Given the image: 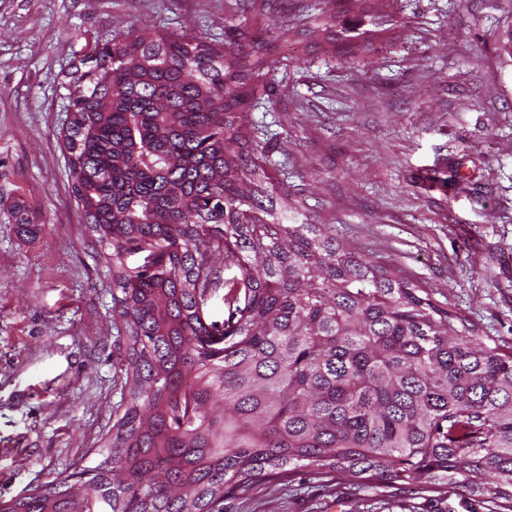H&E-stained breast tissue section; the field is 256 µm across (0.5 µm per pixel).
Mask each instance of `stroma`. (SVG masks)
Wrapping results in <instances>:
<instances>
[{"mask_svg": "<svg viewBox=\"0 0 512 512\" xmlns=\"http://www.w3.org/2000/svg\"><path fill=\"white\" fill-rule=\"evenodd\" d=\"M394 28L361 66L322 50L317 16L369 28L361 0H0V502L77 476L112 444L117 367L111 248L87 229L62 136L96 43L130 27L263 43L241 109L251 156L296 223L399 267L486 344H512V0H375ZM305 34L282 45V26ZM461 185H454V176ZM22 205L34 234L13 218ZM466 492L299 474L227 512H468Z\"/></svg>", "mask_w": 512, "mask_h": 512, "instance_id": "1", "label": "stroma"}]
</instances>
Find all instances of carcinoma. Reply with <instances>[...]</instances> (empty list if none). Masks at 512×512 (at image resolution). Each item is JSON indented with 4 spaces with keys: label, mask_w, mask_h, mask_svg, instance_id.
<instances>
[{
    "label": "carcinoma",
    "mask_w": 512,
    "mask_h": 512,
    "mask_svg": "<svg viewBox=\"0 0 512 512\" xmlns=\"http://www.w3.org/2000/svg\"><path fill=\"white\" fill-rule=\"evenodd\" d=\"M86 63L66 148L85 223L112 246L130 399L83 499L51 484L0 512H224L299 468L488 474L512 512V345H486L396 266L250 204L270 176L246 160L239 109L263 47L129 29ZM216 253L233 271L221 322Z\"/></svg>",
    "instance_id": "obj_1"
}]
</instances>
